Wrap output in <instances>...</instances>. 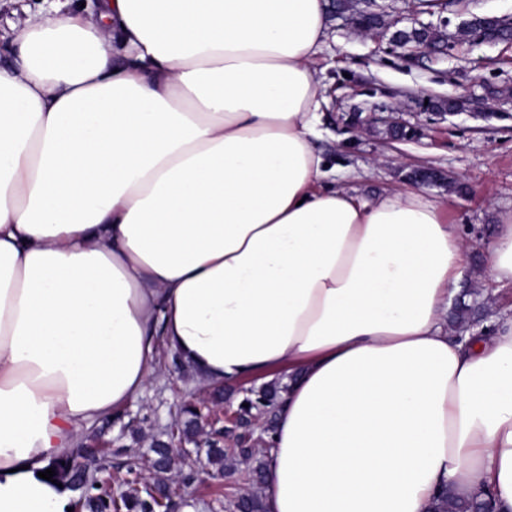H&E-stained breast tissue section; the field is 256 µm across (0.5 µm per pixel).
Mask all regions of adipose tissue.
Wrapping results in <instances>:
<instances>
[{"label":"adipose tissue","instance_id":"adipose-tissue-1","mask_svg":"<svg viewBox=\"0 0 512 512\" xmlns=\"http://www.w3.org/2000/svg\"><path fill=\"white\" fill-rule=\"evenodd\" d=\"M327 0H100L0 68V512L146 389L164 336L208 387L284 381L267 512H512V318L442 316L468 246L416 189L322 186ZM512 284V213L485 243ZM489 498H492L489 489L482 490L478 495L468 500H457L448 497V492H446L434 512H480Z\"/></svg>","mask_w":512,"mask_h":512}]
</instances>
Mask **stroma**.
Returning a JSON list of instances; mask_svg holds the SVG:
<instances>
[{
  "label": "stroma",
  "instance_id": "1",
  "mask_svg": "<svg viewBox=\"0 0 512 512\" xmlns=\"http://www.w3.org/2000/svg\"><path fill=\"white\" fill-rule=\"evenodd\" d=\"M82 0H0V60L13 54L12 34L32 14L56 19L80 9ZM357 9L383 13L393 28L421 24L444 29L456 45L448 54L408 56L377 33L362 34L349 17L328 21V37L315 67L326 102L315 141L328 186L373 199L411 187V171L429 167L441 180L423 195L443 206L472 245L449 308L469 306L483 325L495 312L512 316V285L483 278V242L497 217L512 212V44L475 43L460 30L475 16L512 20V0H450L442 13H419L416 0H353ZM453 100L452 112L428 109L427 101ZM159 369L145 392L125 408L130 427L106 424L85 432L81 443L135 460L151 440L176 423L186 397L204 391L189 373L169 372L170 351L158 346ZM234 482L222 477L184 484L182 462L167 474L173 502L194 512H225L229 499L256 492L249 463L234 460Z\"/></svg>",
  "mask_w": 512,
  "mask_h": 512
}]
</instances>
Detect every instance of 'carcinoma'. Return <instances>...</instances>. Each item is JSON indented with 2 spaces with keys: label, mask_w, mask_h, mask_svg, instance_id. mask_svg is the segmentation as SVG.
Instances as JSON below:
<instances>
[{
  "label": "carcinoma",
  "mask_w": 512,
  "mask_h": 512,
  "mask_svg": "<svg viewBox=\"0 0 512 512\" xmlns=\"http://www.w3.org/2000/svg\"><path fill=\"white\" fill-rule=\"evenodd\" d=\"M355 26L362 31H370L386 26L384 15L373 11H360L354 18ZM461 36L472 41L505 42L512 39V27L504 22H496L483 17L476 18L461 29ZM393 42L396 44H418L441 51L453 49L455 42L448 40L447 34L437 28L419 27L410 30H399L395 33ZM279 387L262 386L253 391V396L244 399L239 406V414L233 427L224 430V436L235 440V455L244 460L255 461L253 468L256 481L264 483L263 463L258 461L256 449L243 440V434L251 429L257 413L266 411L275 414L279 405ZM179 415L183 418L177 430L170 433V441H152L148 448L147 462L154 470L156 480L153 486L140 493L121 494L114 496L112 487L105 481L92 479L87 472V457L98 454L95 448H86L73 455L57 461L52 465L55 477L65 481L73 490L79 492L77 505L85 512H159L171 508V495L168 484L163 478L170 470L174 457V443L204 444L206 460L210 465L219 466V470L232 474L233 469L224 466L223 442L219 439L207 438L201 442L199 437V411L195 401L182 403ZM491 498L488 489L481 491L468 500H457L443 495L434 512H480L485 502ZM232 512H264L263 498L257 493H250L237 498L231 504Z\"/></svg>",
  "instance_id": "1"
}]
</instances>
